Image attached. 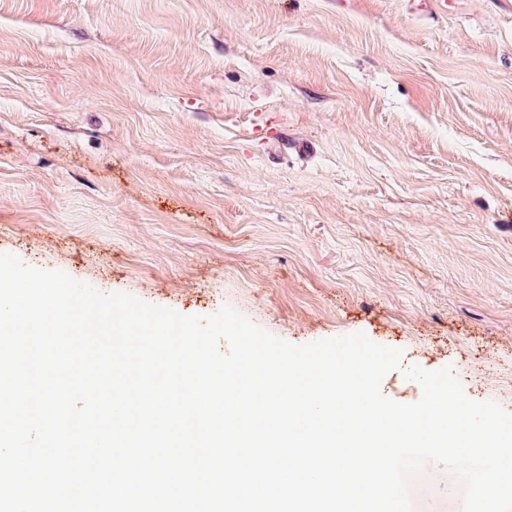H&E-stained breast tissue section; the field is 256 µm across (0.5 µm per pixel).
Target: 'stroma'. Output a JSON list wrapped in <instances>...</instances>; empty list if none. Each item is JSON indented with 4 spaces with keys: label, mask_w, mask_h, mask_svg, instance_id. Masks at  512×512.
Masks as SVG:
<instances>
[{
    "label": "stroma",
    "mask_w": 512,
    "mask_h": 512,
    "mask_svg": "<svg viewBox=\"0 0 512 512\" xmlns=\"http://www.w3.org/2000/svg\"><path fill=\"white\" fill-rule=\"evenodd\" d=\"M435 2L0 0V253L512 412V0Z\"/></svg>",
    "instance_id": "1"
}]
</instances>
